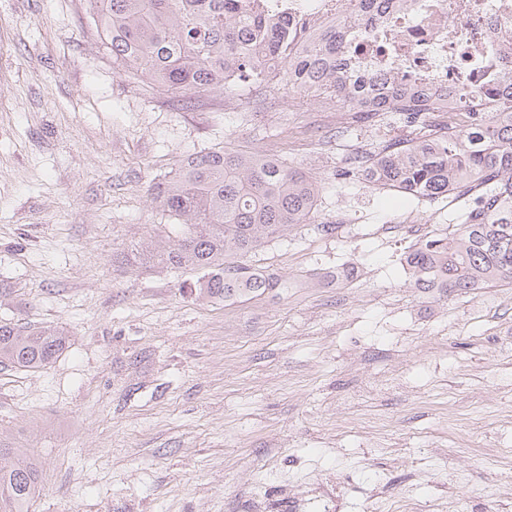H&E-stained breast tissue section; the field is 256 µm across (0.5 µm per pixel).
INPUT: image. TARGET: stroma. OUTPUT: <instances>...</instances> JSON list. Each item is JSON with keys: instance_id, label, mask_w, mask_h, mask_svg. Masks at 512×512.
<instances>
[{"instance_id": "obj_1", "label": "stroma", "mask_w": 512, "mask_h": 512, "mask_svg": "<svg viewBox=\"0 0 512 512\" xmlns=\"http://www.w3.org/2000/svg\"><path fill=\"white\" fill-rule=\"evenodd\" d=\"M174 100L113 65L81 0H0V322L69 337L0 367V444L40 462L30 512H512V285L412 288L404 256L456 195L351 168L413 128L277 83ZM224 146L319 186L315 223L251 258L287 287L226 301L161 261L180 228L152 201Z\"/></svg>"}]
</instances>
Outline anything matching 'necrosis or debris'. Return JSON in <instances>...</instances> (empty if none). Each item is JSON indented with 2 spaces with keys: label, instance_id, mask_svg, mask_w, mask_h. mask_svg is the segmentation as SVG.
Returning a JSON list of instances; mask_svg holds the SVG:
<instances>
[{
  "label": "necrosis or debris",
  "instance_id": "4bbe7bcc",
  "mask_svg": "<svg viewBox=\"0 0 512 512\" xmlns=\"http://www.w3.org/2000/svg\"><path fill=\"white\" fill-rule=\"evenodd\" d=\"M304 53L330 27L353 74L432 91L431 112L493 111L512 81V0H250Z\"/></svg>",
  "mask_w": 512,
  "mask_h": 512
}]
</instances>
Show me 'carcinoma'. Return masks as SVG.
<instances>
[{
  "mask_svg": "<svg viewBox=\"0 0 512 512\" xmlns=\"http://www.w3.org/2000/svg\"><path fill=\"white\" fill-rule=\"evenodd\" d=\"M91 25L112 61L133 79L194 100L217 91L259 92L276 80L307 95L325 88L349 112L360 99L373 104L359 118L372 122L398 112L418 127L415 137L356 163L379 189L438 199L476 176L482 206L462 215L460 227L426 239L405 256L412 286L468 293L512 283V91L506 112H479L453 132L426 120L427 97L395 83L378 89L349 82L331 30L302 55L290 49L288 26L224 8L226 0H85ZM318 188L302 169L233 149L186 155L156 186L152 201L183 226L164 260L201 273L198 293L242 298L286 288L248 258L267 240L316 218ZM61 329L0 324V366L39 370L68 344ZM43 490L39 463L0 448V512H29Z\"/></svg>",
  "mask_w": 512,
  "mask_h": 512,
  "instance_id": "1",
  "label": "carcinoma"
}]
</instances>
